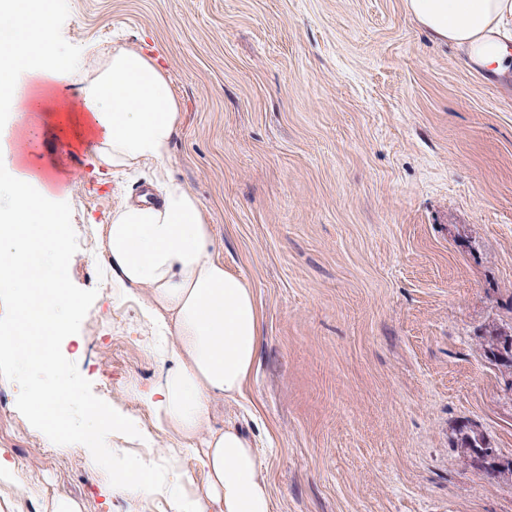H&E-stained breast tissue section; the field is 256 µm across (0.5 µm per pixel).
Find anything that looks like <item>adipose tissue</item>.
Returning <instances> with one entry per match:
<instances>
[{
    "mask_svg": "<svg viewBox=\"0 0 512 512\" xmlns=\"http://www.w3.org/2000/svg\"><path fill=\"white\" fill-rule=\"evenodd\" d=\"M54 0H0V100L14 106L17 130L0 151L15 164L0 170V288L23 295L15 335L0 343L15 352L35 341L30 360L56 365L55 340L80 303L66 287L69 249L47 201L50 189L27 167L36 127L26 114L37 87L64 83L48 43ZM408 12L436 40L462 47L471 62L496 74L512 70V47L500 37L512 0H406ZM68 124L96 135L97 163L116 174L152 167L157 198L118 200L101 228L100 254L118 287L142 294L156 331L151 347L158 382L127 386L144 401L158 429L197 447L207 474L203 494L177 496L175 512H272L261 472L265 460L233 424H213L217 401L243 395L255 365L260 311L252 288L224 266L213 224L199 199L170 173L179 102L167 77L139 50L116 45L95 57L83 76ZM49 254L44 267L39 254Z\"/></svg>",
    "mask_w": 512,
    "mask_h": 512,
    "instance_id": "obj_1",
    "label": "adipose tissue"
}]
</instances>
